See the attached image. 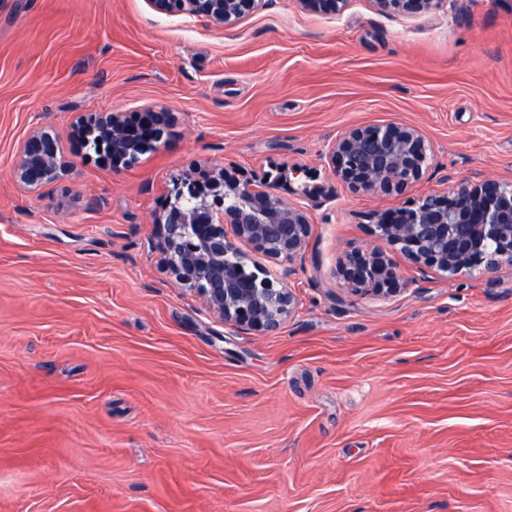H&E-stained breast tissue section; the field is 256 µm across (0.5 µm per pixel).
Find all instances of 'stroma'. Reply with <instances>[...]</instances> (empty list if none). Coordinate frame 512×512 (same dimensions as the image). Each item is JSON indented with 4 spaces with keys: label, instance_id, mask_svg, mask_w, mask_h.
<instances>
[{
    "label": "stroma",
    "instance_id": "stroma-1",
    "mask_svg": "<svg viewBox=\"0 0 512 512\" xmlns=\"http://www.w3.org/2000/svg\"><path fill=\"white\" fill-rule=\"evenodd\" d=\"M153 102L167 143L130 168L81 149L87 112ZM418 128L402 194L331 173L347 128ZM72 164L29 193L23 140ZM281 180L311 234L298 307L242 333L176 283L156 220L185 173ZM512 181V0L415 14L261 0L217 29L149 0H0V512H512V267L351 295L374 215L462 180Z\"/></svg>",
    "mask_w": 512,
    "mask_h": 512
}]
</instances>
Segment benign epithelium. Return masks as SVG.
I'll return each instance as SVG.
<instances>
[{
	"instance_id": "benign-epithelium-1",
	"label": "benign epithelium",
	"mask_w": 512,
	"mask_h": 512,
	"mask_svg": "<svg viewBox=\"0 0 512 512\" xmlns=\"http://www.w3.org/2000/svg\"><path fill=\"white\" fill-rule=\"evenodd\" d=\"M260 0H149L162 14L183 12L224 28L252 11ZM325 14L341 11L345 0H299ZM387 12L404 15L430 9L436 0H375ZM176 113L147 103L135 118L121 112H91L76 121L80 135L98 136L112 167L133 166L139 156L168 140ZM431 147L414 126L366 125L346 129L330 149L333 175L355 194L401 193L427 169ZM59 137L32 131L23 141L13 178L35 190L70 172ZM278 185L224 180V171L199 182L186 175L175 187L158 226L164 262L175 280L197 293L208 310L239 331L271 333L295 312L292 289L259 265H248L238 242L253 244L270 259L303 254L310 235L304 211L286 202ZM375 235L386 248L350 253L339 269L354 296H391L405 282L392 257L450 278L493 276L512 266V184L485 178L460 182L395 210L375 215Z\"/></svg>"
}]
</instances>
